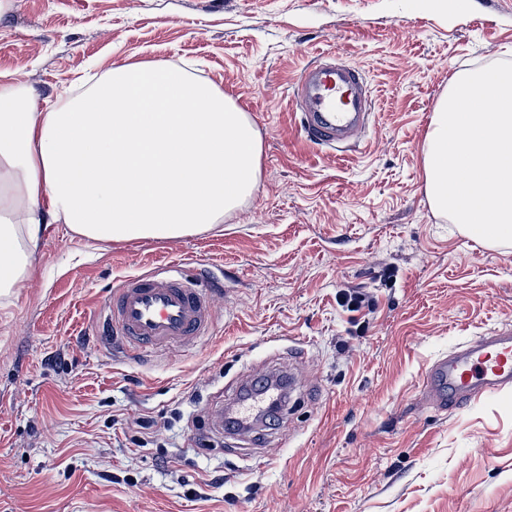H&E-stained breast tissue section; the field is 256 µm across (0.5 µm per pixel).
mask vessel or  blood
Here are the masks:
<instances>
[{
    "label": "vessel or blood",
    "instance_id": "b4317fda",
    "mask_svg": "<svg viewBox=\"0 0 512 512\" xmlns=\"http://www.w3.org/2000/svg\"><path fill=\"white\" fill-rule=\"evenodd\" d=\"M295 99L304 110L306 136L320 144L348 141L370 121L363 74L349 64L325 60L305 69L296 82ZM213 294L201 279L158 273L126 277L103 303V332L131 353L189 345L214 323ZM425 388L442 412L511 390L512 325H501L438 358L426 374Z\"/></svg>",
    "mask_w": 512,
    "mask_h": 512
}]
</instances>
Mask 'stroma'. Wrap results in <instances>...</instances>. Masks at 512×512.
I'll list each match as a JSON object with an SVG mask.
<instances>
[{
  "label": "stroma",
  "instance_id": "1",
  "mask_svg": "<svg viewBox=\"0 0 512 512\" xmlns=\"http://www.w3.org/2000/svg\"><path fill=\"white\" fill-rule=\"evenodd\" d=\"M338 56L375 118L355 143L306 139L300 73ZM512 61V0H13L0 69L45 106L112 63L216 84L262 140L255 194L177 239L45 232L0 294V512H512V392L443 414L439 356L512 324V246L486 248L424 195L421 147L458 72ZM166 264L223 279L192 345L103 341L115 282ZM367 293L372 311L339 297ZM290 370L264 443L213 427L224 390Z\"/></svg>",
  "mask_w": 512,
  "mask_h": 512
}]
</instances>
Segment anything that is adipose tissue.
I'll list each match as a JSON object with an SVG mask.
<instances>
[{
  "label": "adipose tissue",
  "instance_id": "ef3b65f1",
  "mask_svg": "<svg viewBox=\"0 0 512 512\" xmlns=\"http://www.w3.org/2000/svg\"><path fill=\"white\" fill-rule=\"evenodd\" d=\"M261 153L246 112L170 66L112 65L44 110L0 71V289L30 272L50 224L121 242L223 223L256 191Z\"/></svg>",
  "mask_w": 512,
  "mask_h": 512
}]
</instances>
